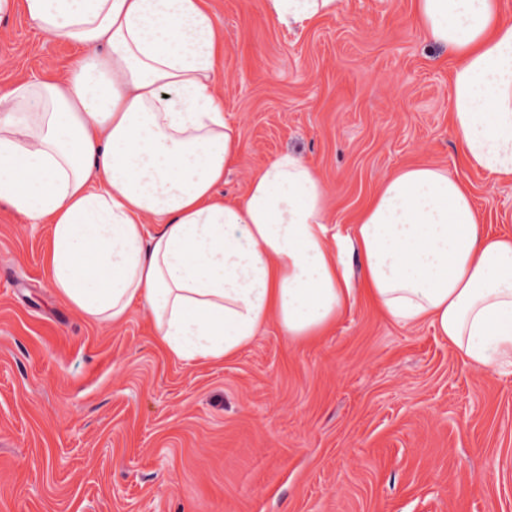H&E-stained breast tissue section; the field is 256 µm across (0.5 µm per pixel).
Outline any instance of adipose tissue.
Returning <instances> with one entry per match:
<instances>
[{
	"label": "adipose tissue",
	"instance_id": "adipose-tissue-1",
	"mask_svg": "<svg viewBox=\"0 0 512 512\" xmlns=\"http://www.w3.org/2000/svg\"><path fill=\"white\" fill-rule=\"evenodd\" d=\"M341 0H265L305 29ZM457 58L452 126L473 167L512 179V17L500 0H415ZM74 49L19 68L0 95V202L52 230L53 293L87 322L140 307L160 348L224 360L269 323L326 335L366 295L384 319L429 325L476 367L512 366V235L489 234L447 170L402 167L341 232L323 177L287 152L224 196L242 153L224 115V31L212 0H0Z\"/></svg>",
	"mask_w": 512,
	"mask_h": 512
}]
</instances>
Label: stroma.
<instances>
[{"mask_svg": "<svg viewBox=\"0 0 512 512\" xmlns=\"http://www.w3.org/2000/svg\"><path fill=\"white\" fill-rule=\"evenodd\" d=\"M224 114L242 136L224 194L292 152L325 179L332 222L414 163L447 167L489 233L512 181L468 166L448 112L454 54L412 0H343L299 31L264 0H215ZM72 48L0 23V93ZM50 228L0 202V512H512V369L459 359L433 328L359 298L303 345L278 325L221 362L154 341L140 308L86 322L48 286Z\"/></svg>", "mask_w": 512, "mask_h": 512, "instance_id": "stroma-1", "label": "stroma"}]
</instances>
